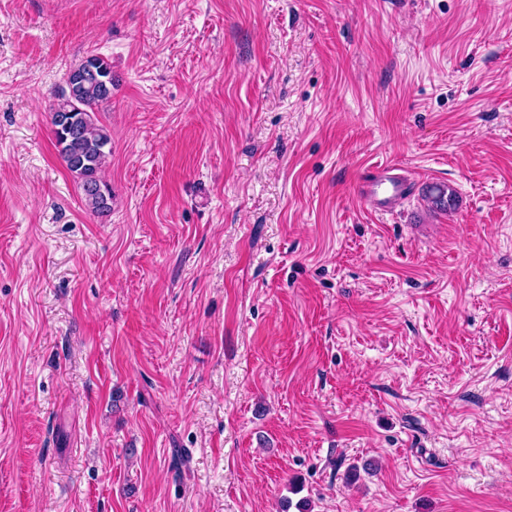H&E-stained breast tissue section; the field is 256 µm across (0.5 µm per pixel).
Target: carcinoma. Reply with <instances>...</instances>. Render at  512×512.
Masks as SVG:
<instances>
[{
  "label": "carcinoma",
  "instance_id": "carcinoma-1",
  "mask_svg": "<svg viewBox=\"0 0 512 512\" xmlns=\"http://www.w3.org/2000/svg\"><path fill=\"white\" fill-rule=\"evenodd\" d=\"M67 77L70 83L51 108L52 133L67 170L78 180L86 207L105 216L111 211L112 189L102 171L112 155V138L96 113L112 97V64L88 55Z\"/></svg>",
  "mask_w": 512,
  "mask_h": 512
}]
</instances>
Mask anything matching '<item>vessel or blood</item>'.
<instances>
[{"instance_id": "vessel-or-blood-1", "label": "vessel or blood", "mask_w": 512, "mask_h": 512, "mask_svg": "<svg viewBox=\"0 0 512 512\" xmlns=\"http://www.w3.org/2000/svg\"><path fill=\"white\" fill-rule=\"evenodd\" d=\"M411 181L397 165L380 164L365 169L356 187L358 197L373 212L389 214L410 194Z\"/></svg>"}]
</instances>
